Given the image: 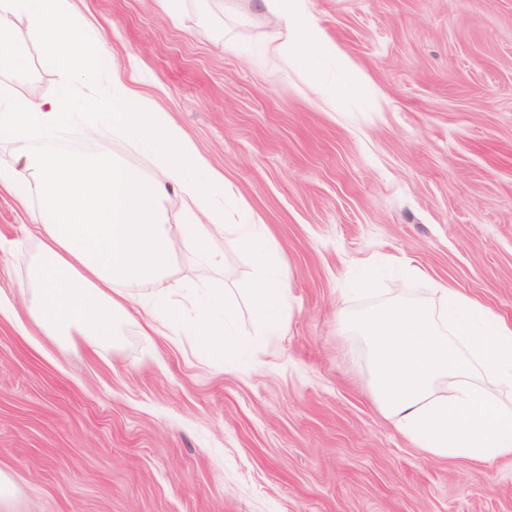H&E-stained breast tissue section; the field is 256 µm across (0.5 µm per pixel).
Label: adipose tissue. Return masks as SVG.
Here are the masks:
<instances>
[{"mask_svg": "<svg viewBox=\"0 0 512 512\" xmlns=\"http://www.w3.org/2000/svg\"><path fill=\"white\" fill-rule=\"evenodd\" d=\"M283 32L275 56L295 44L298 64L315 91L335 98L317 69L333 58V42L318 35L306 0H262ZM24 19L19 36L16 19ZM39 58L61 77L57 87L31 96L13 81ZM79 81L111 86L85 124L89 140L121 137L157 168L150 176L104 151L58 148L75 106ZM0 137L38 148L0 165V189L21 204L38 196L33 230L38 252L31 265L30 320L47 335L97 349L119 334L120 316L136 301L143 330L169 335L189 328L201 350L224 348L256 357L288 321L286 267L269 244L266 224L247 207L235 223L224 217V178L211 170L168 113L129 96L115 78V63L100 30L81 25L74 0H0ZM180 201L178 223L163 203ZM253 256L249 301L256 314L250 338L241 339L238 312L217 274L224 241ZM215 272L205 295L171 278L177 253ZM151 290L132 299L130 288ZM442 307L395 299L352 320L372 363L371 389L404 435L430 457L471 461L512 459V321L474 299L442 288Z\"/></svg>", "mask_w": 512, "mask_h": 512, "instance_id": "adipose-tissue-1", "label": "adipose tissue"}]
</instances>
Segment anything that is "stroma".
Wrapping results in <instances>:
<instances>
[{"label":"stroma","mask_w":512,"mask_h":512,"mask_svg":"<svg viewBox=\"0 0 512 512\" xmlns=\"http://www.w3.org/2000/svg\"><path fill=\"white\" fill-rule=\"evenodd\" d=\"M362 75L328 100L267 64L259 0H76L284 257L292 313L251 364L140 318L96 351L26 314L31 216L0 192V470L11 512H512V462L425 457L376 403L348 317L450 287L512 318V0H307ZM408 260L348 291L361 261ZM252 257L224 244L249 333Z\"/></svg>","instance_id":"35a3bbf8"}]
</instances>
